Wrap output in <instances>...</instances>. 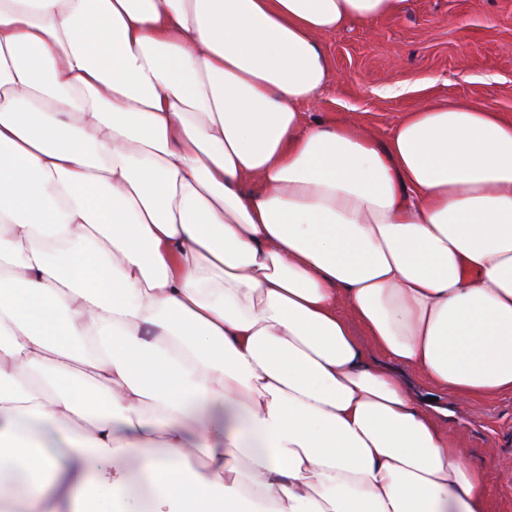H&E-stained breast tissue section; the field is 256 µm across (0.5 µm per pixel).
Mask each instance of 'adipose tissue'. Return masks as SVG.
<instances>
[{"label":"adipose tissue","mask_w":512,"mask_h":512,"mask_svg":"<svg viewBox=\"0 0 512 512\" xmlns=\"http://www.w3.org/2000/svg\"><path fill=\"white\" fill-rule=\"evenodd\" d=\"M402 3L0 0V512H486L358 337L512 391V115L302 112Z\"/></svg>","instance_id":"ef3b65f1"}]
</instances>
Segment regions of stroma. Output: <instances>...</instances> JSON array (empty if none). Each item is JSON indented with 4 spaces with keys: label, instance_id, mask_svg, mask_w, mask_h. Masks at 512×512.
I'll return each instance as SVG.
<instances>
[{
    "label": "stroma",
    "instance_id": "obj_1",
    "mask_svg": "<svg viewBox=\"0 0 512 512\" xmlns=\"http://www.w3.org/2000/svg\"><path fill=\"white\" fill-rule=\"evenodd\" d=\"M328 88L309 121L357 122L386 138L406 112L465 99L512 113V0H404L393 18L322 36ZM413 397L451 409L448 430L484 477L488 512H512V392L463 403L401 369Z\"/></svg>",
    "mask_w": 512,
    "mask_h": 512
}]
</instances>
